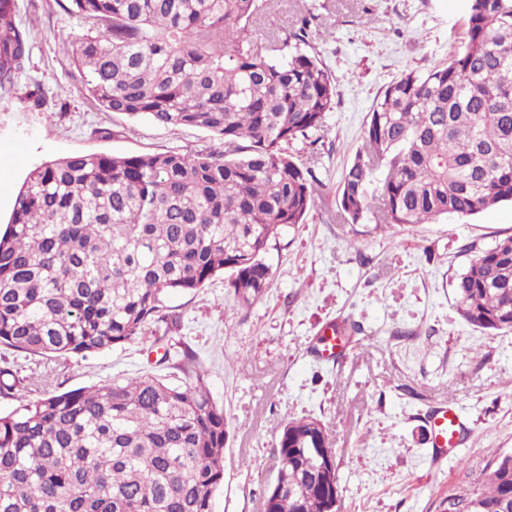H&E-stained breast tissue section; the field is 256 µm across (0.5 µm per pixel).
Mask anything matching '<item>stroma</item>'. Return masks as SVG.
Returning a JSON list of instances; mask_svg holds the SVG:
<instances>
[{"mask_svg":"<svg viewBox=\"0 0 512 512\" xmlns=\"http://www.w3.org/2000/svg\"><path fill=\"white\" fill-rule=\"evenodd\" d=\"M311 45L336 84L320 156L299 153L323 199L270 250L272 285L236 309L214 277L168 297L179 329L72 359L63 389L152 372L184 383L164 350L187 344L228 424L224 485L213 512H264L281 427L319 419L335 442L337 512H444L479 482L494 450L512 451V331L480 332L454 307L455 277L476 251L512 235V205L450 216L410 230L341 221L342 172L362 142L377 95L404 72L446 63L464 37L465 0H307ZM17 25L34 28L25 73L0 91V230L27 173L75 154L137 155L208 145V132L171 130L106 112L70 76L62 39L77 27L57 0H17ZM349 321L351 343L332 359L316 352L323 326ZM455 402L472 434L456 457L433 464L426 417Z\"/></svg>","mask_w":512,"mask_h":512,"instance_id":"stroma-1","label":"stroma"}]
</instances>
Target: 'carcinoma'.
Segmentation results:
<instances>
[{
  "mask_svg": "<svg viewBox=\"0 0 512 512\" xmlns=\"http://www.w3.org/2000/svg\"><path fill=\"white\" fill-rule=\"evenodd\" d=\"M81 30L63 43L71 77L108 112L192 126L190 153L76 154L31 169L0 233V347L39 357L27 375L0 365V512H212L228 432L190 348L189 381L137 375L67 391L52 373L73 357L178 327L169 295L216 275L235 305L270 287L271 241L318 206L312 154L336 87L298 9L259 43L274 0H66ZM0 0V89L23 71L34 29ZM512 202V0H467L463 45L426 74L379 94L342 173L341 219L385 229L469 217ZM459 315L512 331V235L454 283ZM264 512H336L334 443L315 418L278 436ZM294 494L288 495V486ZM448 512H512V453L495 452Z\"/></svg>",
  "mask_w": 512,
  "mask_h": 512,
  "instance_id": "cac0c4a2",
  "label": "carcinoma"
}]
</instances>
